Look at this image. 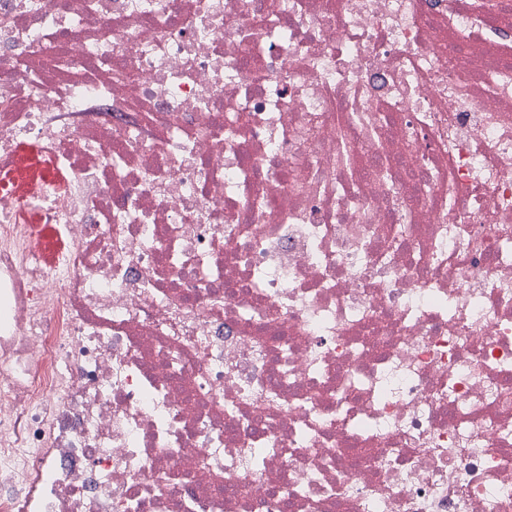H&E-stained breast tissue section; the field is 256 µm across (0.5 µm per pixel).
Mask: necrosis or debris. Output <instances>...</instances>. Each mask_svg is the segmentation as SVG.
<instances>
[{"label": "necrosis or debris", "instance_id": "4bbe7bcc", "mask_svg": "<svg viewBox=\"0 0 512 512\" xmlns=\"http://www.w3.org/2000/svg\"><path fill=\"white\" fill-rule=\"evenodd\" d=\"M22 141L0 512H512V0H0ZM63 174L51 171L42 160V150L36 142H19L8 164L0 165V193L23 201L49 179L62 180ZM21 217L32 227L34 247L41 260L47 264L55 263L66 249V243L57 234L55 228L51 224H42L41 214L34 209L22 211Z\"/></svg>", "mask_w": 512, "mask_h": 512}]
</instances>
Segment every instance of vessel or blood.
<instances>
[{"instance_id":"b4317fda","label":"vessel or blood","mask_w":512,"mask_h":512,"mask_svg":"<svg viewBox=\"0 0 512 512\" xmlns=\"http://www.w3.org/2000/svg\"><path fill=\"white\" fill-rule=\"evenodd\" d=\"M61 172L47 168L42 160L40 146L32 141L18 143L9 163L0 165V193L23 201L31 197L37 188L49 179H61ZM21 217L34 233V247L41 260L55 263L66 244L52 225L43 223L37 210L22 211Z\"/></svg>"}]
</instances>
